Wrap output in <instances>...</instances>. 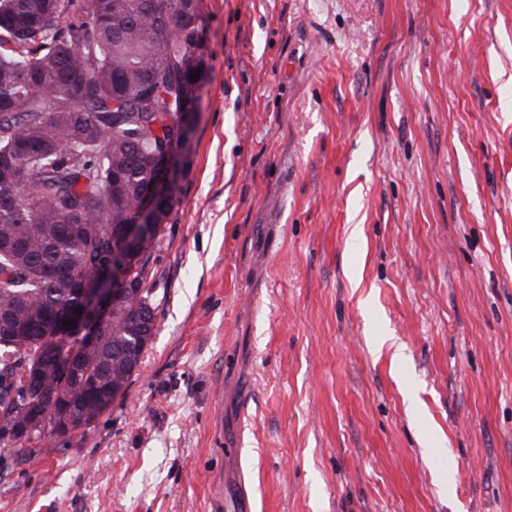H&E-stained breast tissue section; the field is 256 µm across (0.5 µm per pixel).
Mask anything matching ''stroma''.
<instances>
[{"instance_id": "35a3bbf8", "label": "stroma", "mask_w": 512, "mask_h": 512, "mask_svg": "<svg viewBox=\"0 0 512 512\" xmlns=\"http://www.w3.org/2000/svg\"><path fill=\"white\" fill-rule=\"evenodd\" d=\"M203 7L155 334L0 512H512V0Z\"/></svg>"}]
</instances>
